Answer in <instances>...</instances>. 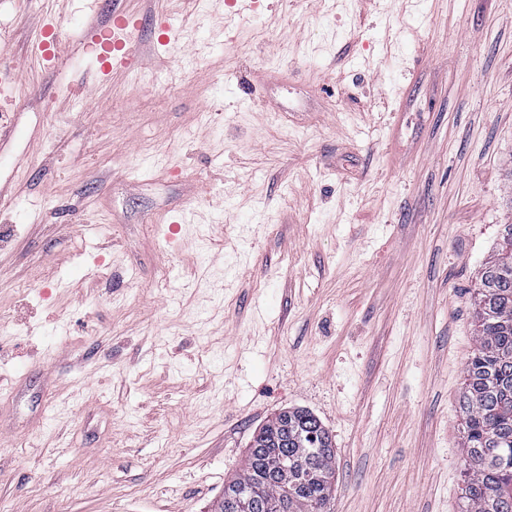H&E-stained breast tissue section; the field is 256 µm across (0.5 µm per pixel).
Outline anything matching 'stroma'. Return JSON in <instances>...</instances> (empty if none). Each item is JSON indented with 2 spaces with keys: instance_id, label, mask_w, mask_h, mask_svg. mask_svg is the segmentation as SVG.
I'll return each mask as SVG.
<instances>
[{
  "instance_id": "obj_1",
  "label": "stroma",
  "mask_w": 512,
  "mask_h": 512,
  "mask_svg": "<svg viewBox=\"0 0 512 512\" xmlns=\"http://www.w3.org/2000/svg\"><path fill=\"white\" fill-rule=\"evenodd\" d=\"M116 12L144 66L97 81ZM0 188V512H209L285 408L325 512H462L512 0H0ZM61 53V41L57 30L51 24H44L35 49V57L42 61H51L60 57Z\"/></svg>"
}]
</instances>
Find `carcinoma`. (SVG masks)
<instances>
[{"instance_id":"1","label":"carcinoma","mask_w":512,"mask_h":512,"mask_svg":"<svg viewBox=\"0 0 512 512\" xmlns=\"http://www.w3.org/2000/svg\"><path fill=\"white\" fill-rule=\"evenodd\" d=\"M475 344L465 367L463 416L465 512H512V224L481 270L473 296ZM332 439L322 422L283 409L254 436L239 473L211 512H323L335 485Z\"/></svg>"}]
</instances>
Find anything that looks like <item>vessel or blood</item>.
I'll return each mask as SVG.
<instances>
[{
	"label": "vessel or blood",
	"mask_w": 512,
	"mask_h": 512,
	"mask_svg": "<svg viewBox=\"0 0 512 512\" xmlns=\"http://www.w3.org/2000/svg\"><path fill=\"white\" fill-rule=\"evenodd\" d=\"M139 29L138 21L130 15L113 17L110 31L101 32L90 28L89 35L99 48V72L107 76L114 72H125L140 64L133 47L134 34ZM61 41L53 25H43L35 50L36 58L50 61L60 57Z\"/></svg>",
	"instance_id": "1"
}]
</instances>
